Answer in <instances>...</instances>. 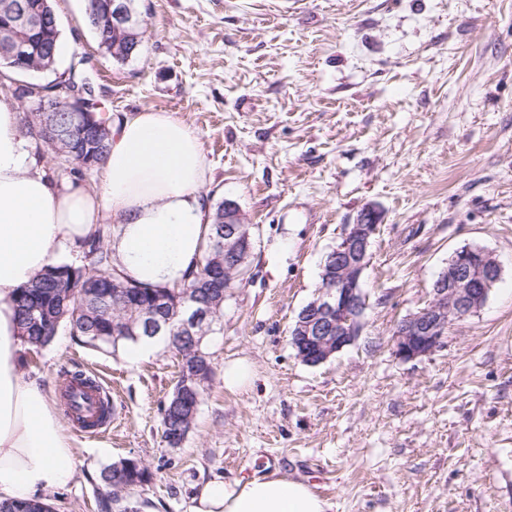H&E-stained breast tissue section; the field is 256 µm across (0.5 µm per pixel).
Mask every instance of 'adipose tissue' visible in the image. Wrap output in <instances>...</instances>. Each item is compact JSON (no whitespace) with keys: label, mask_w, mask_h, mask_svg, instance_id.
<instances>
[{"label":"adipose tissue","mask_w":512,"mask_h":512,"mask_svg":"<svg viewBox=\"0 0 512 512\" xmlns=\"http://www.w3.org/2000/svg\"><path fill=\"white\" fill-rule=\"evenodd\" d=\"M209 169L181 120L142 109L113 118L98 188L51 183L26 148L22 114L0 95V497L33 498L75 471L70 442L43 389L22 378L15 299L108 214L118 230L112 264L144 285L180 287L199 257L211 213L200 189ZM309 484L268 473L206 482L192 512H327Z\"/></svg>","instance_id":"obj_1"}]
</instances>
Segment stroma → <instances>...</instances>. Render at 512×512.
<instances>
[{"label":"stroma","mask_w":512,"mask_h":512,"mask_svg":"<svg viewBox=\"0 0 512 512\" xmlns=\"http://www.w3.org/2000/svg\"><path fill=\"white\" fill-rule=\"evenodd\" d=\"M67 51L83 54L107 115L169 112L198 136L201 193L255 227L249 270L206 340L213 386L182 447L161 438L178 359L138 362L67 330L23 356L56 403L60 372L112 398L106 437L62 427L76 461L54 512H103L101 470L140 460V512H192L207 481L270 471L308 482L328 512H512V0H136L140 54L98 47L82 0H54ZM381 223L362 275L355 343L309 366L289 330L326 255L367 208ZM490 251L501 277L442 348L406 361L394 326L425 307L449 256ZM248 361L252 387L224 385Z\"/></svg>","instance_id":"1"}]
</instances>
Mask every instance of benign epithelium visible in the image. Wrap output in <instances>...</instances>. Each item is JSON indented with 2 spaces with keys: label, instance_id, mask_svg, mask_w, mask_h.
I'll return each mask as SVG.
<instances>
[{
  "label": "benign epithelium",
  "instance_id": "benign-epithelium-1",
  "mask_svg": "<svg viewBox=\"0 0 512 512\" xmlns=\"http://www.w3.org/2000/svg\"><path fill=\"white\" fill-rule=\"evenodd\" d=\"M96 99L74 92L67 100L68 112H94ZM224 217V262H229L235 224L241 219L233 203H226ZM380 223L375 209L366 210L357 222L346 227L341 242L329 253L330 275L314 300L305 306L296 328L289 331L290 344L298 358L315 366L352 345L359 336L367 307L362 273L369 262V247ZM501 267L491 253L470 247L456 250L432 288L427 307L399 322L393 331L396 354L413 360L436 352L443 345L453 321L476 313L486 301ZM179 331L187 334L209 317V309L184 304L176 309Z\"/></svg>",
  "mask_w": 512,
  "mask_h": 512
}]
</instances>
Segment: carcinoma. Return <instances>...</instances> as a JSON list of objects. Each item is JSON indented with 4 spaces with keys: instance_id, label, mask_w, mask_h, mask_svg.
Here are the masks:
<instances>
[{
    "instance_id": "1",
    "label": "carcinoma",
    "mask_w": 512,
    "mask_h": 512,
    "mask_svg": "<svg viewBox=\"0 0 512 512\" xmlns=\"http://www.w3.org/2000/svg\"><path fill=\"white\" fill-rule=\"evenodd\" d=\"M57 18L52 0H0V72L13 75L20 71L9 67L14 62L10 50L19 34L27 41L28 67L50 70L56 64V45L60 29L43 25V19ZM99 47L108 57L125 61L139 54L142 36L137 23L122 29L105 30L92 24ZM67 75L46 88L43 98L34 100L22 118L26 137L47 146L64 161L63 174L87 177L100 170L109 150L111 129L108 124L92 117L77 121L71 112L40 111L42 102L57 99L56 89L65 85ZM226 207L220 202L213 210L212 224L195 269L188 272L178 288L147 287L128 281L112 268V253L104 247V230L98 229L86 237L82 248L92 258L89 265L76 266L56 263L40 273L29 285L18 290L19 337L28 352L49 346L58 331L65 328L76 341L114 353L131 343L148 339L139 322L141 310L156 307L159 319L168 323L166 335L178 336V319L174 318V302L187 294L209 306L211 316L195 330L196 340L186 339L174 345V353L190 367L203 366L207 354L205 339L221 330L224 318V297L220 290L241 286L248 271L252 243H241L240 265L231 272H218V287L203 288L201 283L213 266L224 265L217 256L214 238L224 229ZM212 377L203 384L179 394L174 389L162 408V439L170 448L180 447L191 432L200 405L211 385ZM107 495L103 508L109 512L130 505V490L149 480L148 469L126 458L104 467L100 473ZM0 512H53L49 499H3Z\"/></svg>"
}]
</instances>
